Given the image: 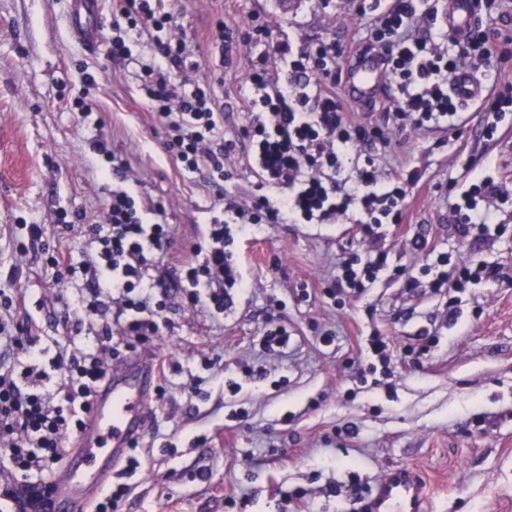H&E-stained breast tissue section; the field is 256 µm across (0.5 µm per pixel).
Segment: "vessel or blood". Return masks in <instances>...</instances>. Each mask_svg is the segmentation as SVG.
<instances>
[{
    "mask_svg": "<svg viewBox=\"0 0 512 512\" xmlns=\"http://www.w3.org/2000/svg\"><path fill=\"white\" fill-rule=\"evenodd\" d=\"M72 32L82 41L96 42L100 35L99 0H69ZM475 0H448L446 25L464 37L473 24ZM451 87L465 102L482 95L478 81L461 71ZM387 88L381 56L374 51L360 55L347 79L349 94L368 104ZM156 383L153 360L131 357L114 368L99 386L98 394L76 448L50 481L53 512H81L91 495L102 488L134 441L145 431V414ZM428 487L411 468H398L374 488L361 505L362 512H425Z\"/></svg>",
    "mask_w": 512,
    "mask_h": 512,
    "instance_id": "b4317fda",
    "label": "vessel or blood"
}]
</instances>
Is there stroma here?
<instances>
[{"label":"stroma","instance_id":"35a3bbf8","mask_svg":"<svg viewBox=\"0 0 512 512\" xmlns=\"http://www.w3.org/2000/svg\"><path fill=\"white\" fill-rule=\"evenodd\" d=\"M123 0H105L102 38L93 47L70 33L68 0H0V290L25 303L4 313L10 326L36 323L49 356L85 350L101 321L80 312L89 300L85 265L96 247L69 232L59 215L98 224L113 187L122 185L142 207L162 202L173 226L174 271L190 243L216 216L217 192L207 171L185 172L165 147V134L138 88L134 67L113 57L111 25ZM187 40L198 44L202 71L218 83L224 137L242 143L249 118L243 96L251 56L273 52L291 38L295 48L324 41L350 53L365 24L351 0H182ZM260 16L269 36L251 51L222 49L218 24L230 28ZM491 25L503 55L490 79L512 82V0H500ZM86 96L88 118L71 107ZM458 139L435 131L395 130L375 155L382 168L406 164L412 186L402 224L384 226L380 242L394 266L414 257L405 246L419 228L428 246L458 261H485L494 279L460 295L455 324L416 355L419 336L442 317L446 297L407 294L401 280H381L359 301L336 305L323 290L336 263L361 245L358 224H257L236 238L234 258L250 286L234 295L223 316L168 310L161 339L141 355L179 365L161 403L149 406L139 448L146 459L130 481L125 512H346L356 494H370L390 471L410 467L431 488L427 512H512V207L499 212L501 231L481 250L466 247L448 213L443 188L471 182L467 161L495 162L512 191V113L493 139L480 135V108L464 109ZM125 157L136 179L97 173L89 151L98 135ZM43 227L30 242L27 225ZM27 246L17 257L18 246ZM63 256L71 275L59 276L47 252ZM290 339L264 355L269 320ZM392 343L394 374L356 388L353 376L372 330ZM333 333L324 342V333ZM215 360L206 369L205 360ZM247 359L264 377L225 394L235 362ZM205 377L204 395L189 387ZM294 493L284 502V492Z\"/></svg>","mask_w":512,"mask_h":512}]
</instances>
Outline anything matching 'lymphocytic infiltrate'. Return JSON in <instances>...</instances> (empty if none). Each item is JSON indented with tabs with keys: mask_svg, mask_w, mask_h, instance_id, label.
<instances>
[{
	"mask_svg": "<svg viewBox=\"0 0 512 512\" xmlns=\"http://www.w3.org/2000/svg\"><path fill=\"white\" fill-rule=\"evenodd\" d=\"M180 0H125L114 22L112 54L133 60L139 88L151 102L166 133V147L184 171L208 168L209 181L220 187L231 178L236 145L224 138V114L214 87L201 76L194 46L178 24ZM438 22L424 0H390L369 18L361 49L380 52L386 80L399 94L381 122H361L349 114L350 102L338 86L347 64L335 44L315 42L293 51L279 43L275 52L284 74L271 73L266 57L251 62V93L243 131L256 190L228 197L223 218L213 219L202 240L194 243L175 276L186 307L223 314L232 291L243 279L230 250L234 234H248L255 224H337L357 209L364 246L336 264V294L364 297L384 274L402 279L408 292L429 286L434 293L459 290L493 279L486 265L470 266L443 254L433 262L396 268L377 246L384 225L399 224L409 188L419 179L412 171H385L373 152L389 146L393 127L415 131L457 129L460 102L448 92L459 71L488 65L498 54L491 30L476 24L462 39H452L453 53H442L431 32ZM151 54L133 56L140 42ZM507 198L490 174L472 182L448 204L459 236L472 245L491 241L494 212ZM146 221L142 208L126 190H113L103 223L86 233L98 246L87 314L102 313L104 298L118 311L116 321L102 324L89 351L52 359L59 372L64 405H53L40 370L45 354L39 337L8 336V363H0V499L14 512H32L48 487L42 474L63 462L85 425L95 393L113 361L134 343L161 337L168 322L161 293L166 280L158 270L168 255L172 227L166 208H153Z\"/></svg>",
	"mask_w": 512,
	"mask_h": 512,
	"instance_id": "obj_1",
	"label": "lymphocytic infiltrate"
}]
</instances>
